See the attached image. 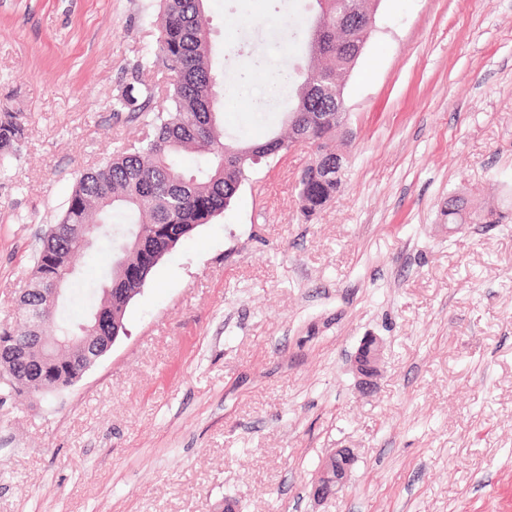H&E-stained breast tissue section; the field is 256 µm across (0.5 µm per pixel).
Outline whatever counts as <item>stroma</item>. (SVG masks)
<instances>
[{
    "label": "stroma",
    "instance_id": "obj_1",
    "mask_svg": "<svg viewBox=\"0 0 512 512\" xmlns=\"http://www.w3.org/2000/svg\"><path fill=\"white\" fill-rule=\"evenodd\" d=\"M155 9L0 0V114L24 124L0 175V327L79 173L141 135L113 105L155 49ZM309 14L209 0L224 87L248 78L226 134L280 128L287 97L248 103L306 61L298 43L243 47L244 31ZM343 83L341 186L315 214L296 191L309 148L255 166L78 382L0 399V512H512V0H380ZM452 195L498 223H449ZM110 264L101 245L80 258L73 317ZM367 336L383 345L369 394L351 365ZM338 448L349 480L314 499ZM355 454L350 448H338L326 457L311 484V494L316 499L335 496L346 485Z\"/></svg>",
    "mask_w": 512,
    "mask_h": 512
}]
</instances>
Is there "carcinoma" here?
<instances>
[{
  "mask_svg": "<svg viewBox=\"0 0 512 512\" xmlns=\"http://www.w3.org/2000/svg\"><path fill=\"white\" fill-rule=\"evenodd\" d=\"M208 0H159L154 23L158 28L157 58L165 70L162 80L141 77L128 88L120 107L142 118L143 137L138 144L119 151L100 167L80 174L60 220L40 238L28 287L34 292L20 298L16 322L20 329H0V343L30 348L0 363V393L10 397H34L70 386L75 352L61 347L55 336L99 335L92 331L93 313L74 321L65 310V296L53 310H45L52 289L66 291L77 271L76 260L88 249L92 235L112 249V263L136 268L139 275L121 287L140 293L152 269L170 250L198 227L211 223L231 204L254 163L251 156L273 158L288 148V137L274 131L260 142L229 141L224 133V111L233 97L218 91L210 43ZM343 0H329V11L316 45L325 89L319 97L300 99L305 72L295 67L279 75V83L294 85L293 112H307L300 132L327 159L334 157L331 142L336 132V113L344 103L336 99V78L351 68L346 44L350 33L336 24ZM312 21L305 18L289 25L282 39L301 41L310 49ZM160 95L163 105L151 103ZM23 136L17 117L0 118V170L16 155ZM194 153L204 164L188 169L179 161ZM336 169L322 181L311 180L298 192L301 212L310 215L336 193ZM466 203L448 197V223L466 220ZM107 275L100 289V305L120 328L129 297L105 291L112 283Z\"/></svg>",
  "mask_w": 512,
  "mask_h": 512,
  "instance_id": "1",
  "label": "carcinoma"
}]
</instances>
